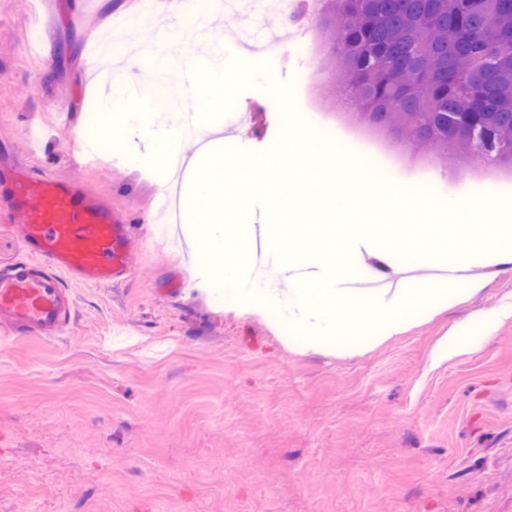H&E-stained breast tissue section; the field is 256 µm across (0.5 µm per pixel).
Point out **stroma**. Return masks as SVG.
<instances>
[{
	"label": "stroma",
	"mask_w": 512,
	"mask_h": 512,
	"mask_svg": "<svg viewBox=\"0 0 512 512\" xmlns=\"http://www.w3.org/2000/svg\"><path fill=\"white\" fill-rule=\"evenodd\" d=\"M142 0H0V167L22 162L87 186L121 211L130 271L111 285H71L75 307L53 337L0 328V512H512V319L485 336L480 311L512 294V271L480 293L423 310L401 337L376 327L341 339L286 326L284 312L237 314L234 280L185 293L180 225L161 235L157 190L122 132L106 159L81 158L90 60L129 62ZM321 0H291L293 23L266 68L253 43L211 45L247 70L214 116L274 149L300 132L341 157L375 158L378 177L432 178L433 201L512 190V162L409 150L396 133L333 98ZM320 57L304 83L298 42ZM285 90L271 91L272 80ZM67 101L59 117L53 107ZM457 328L466 353L431 365Z\"/></svg>",
	"instance_id": "35a3bbf8"
}]
</instances>
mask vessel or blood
<instances>
[{"instance_id": "obj_1", "label": "vessel or blood", "mask_w": 512, "mask_h": 512, "mask_svg": "<svg viewBox=\"0 0 512 512\" xmlns=\"http://www.w3.org/2000/svg\"><path fill=\"white\" fill-rule=\"evenodd\" d=\"M0 198L24 224L29 255L0 274V326L12 336L60 334L73 299L64 281L102 285L128 272V229L111 204L52 172L20 174Z\"/></svg>"}]
</instances>
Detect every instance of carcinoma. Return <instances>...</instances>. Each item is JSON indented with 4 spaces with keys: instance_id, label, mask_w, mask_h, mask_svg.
Here are the masks:
<instances>
[{
    "instance_id": "carcinoma-1",
    "label": "carcinoma",
    "mask_w": 512,
    "mask_h": 512,
    "mask_svg": "<svg viewBox=\"0 0 512 512\" xmlns=\"http://www.w3.org/2000/svg\"><path fill=\"white\" fill-rule=\"evenodd\" d=\"M335 83L411 149L512 156V0H327Z\"/></svg>"
}]
</instances>
